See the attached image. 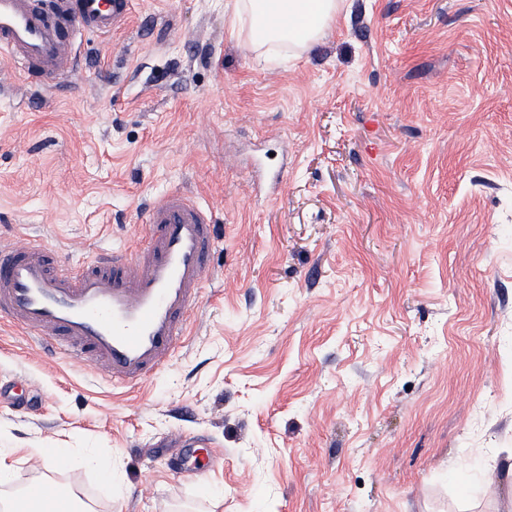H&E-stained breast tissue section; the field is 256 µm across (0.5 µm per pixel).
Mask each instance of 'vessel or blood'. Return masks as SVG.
Instances as JSON below:
<instances>
[{"mask_svg": "<svg viewBox=\"0 0 512 512\" xmlns=\"http://www.w3.org/2000/svg\"><path fill=\"white\" fill-rule=\"evenodd\" d=\"M132 0H0V53L34 79H62L78 36L121 26ZM144 243L70 265L38 244L0 241V319L105 368L132 388L163 369L185 335L206 276L214 229L187 193L145 212Z\"/></svg>", "mask_w": 512, "mask_h": 512, "instance_id": "vessel-or-blood-1", "label": "vessel or blood"}]
</instances>
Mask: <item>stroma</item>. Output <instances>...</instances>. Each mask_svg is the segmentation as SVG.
Returning <instances> with one entry per match:
<instances>
[{"mask_svg": "<svg viewBox=\"0 0 512 512\" xmlns=\"http://www.w3.org/2000/svg\"><path fill=\"white\" fill-rule=\"evenodd\" d=\"M68 81L0 56V235L78 265L180 189L215 226L166 368L132 391L0 323L14 496L95 512H505L512 503V0H344L293 49L235 0H132ZM184 434L213 456L171 474ZM41 448L68 462L44 466ZM94 456L111 480L88 467Z\"/></svg>", "mask_w": 512, "mask_h": 512, "instance_id": "stroma-1", "label": "stroma"}]
</instances>
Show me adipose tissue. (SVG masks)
<instances>
[{"label":"adipose tissue","mask_w":512,"mask_h":512,"mask_svg":"<svg viewBox=\"0 0 512 512\" xmlns=\"http://www.w3.org/2000/svg\"><path fill=\"white\" fill-rule=\"evenodd\" d=\"M340 0H239L238 13L254 22L258 35L251 48L288 41L304 48L317 42L335 23Z\"/></svg>","instance_id":"adipose-tissue-1"}]
</instances>
